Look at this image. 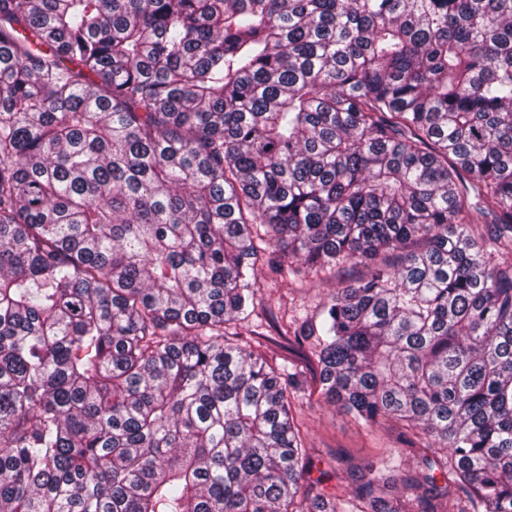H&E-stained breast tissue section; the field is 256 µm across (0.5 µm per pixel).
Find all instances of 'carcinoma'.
I'll list each match as a JSON object with an SVG mask.
<instances>
[{
  "instance_id": "carcinoma-1",
  "label": "carcinoma",
  "mask_w": 512,
  "mask_h": 512,
  "mask_svg": "<svg viewBox=\"0 0 512 512\" xmlns=\"http://www.w3.org/2000/svg\"><path fill=\"white\" fill-rule=\"evenodd\" d=\"M278 254L401 494L303 488ZM0 512H512V0H0Z\"/></svg>"
}]
</instances>
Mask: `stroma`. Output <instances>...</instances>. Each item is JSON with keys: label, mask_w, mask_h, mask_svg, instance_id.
Segmentation results:
<instances>
[{"label": "stroma", "mask_w": 512, "mask_h": 512, "mask_svg": "<svg viewBox=\"0 0 512 512\" xmlns=\"http://www.w3.org/2000/svg\"><path fill=\"white\" fill-rule=\"evenodd\" d=\"M367 271L366 265L349 262L315 273L296 263L289 274L273 279L266 263H259L258 304L241 329V344L261 347L274 361L294 363L304 369L305 390L294 397L292 405L305 438L310 477L320 480L321 488L327 494L355 488L367 466L395 449L403 451V475L417 473L421 458L418 450L408 448L395 424L382 422L365 427L326 403L316 383V365L311 359L312 342L298 345L277 333L279 323L314 315L329 293Z\"/></svg>", "instance_id": "obj_1"}]
</instances>
